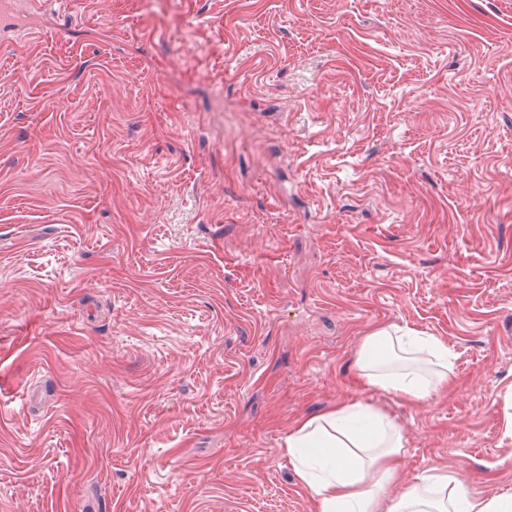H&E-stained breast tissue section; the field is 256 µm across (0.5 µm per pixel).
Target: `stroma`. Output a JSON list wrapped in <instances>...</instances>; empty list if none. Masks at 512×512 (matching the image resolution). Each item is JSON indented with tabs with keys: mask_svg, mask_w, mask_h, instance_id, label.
Listing matches in <instances>:
<instances>
[{
	"mask_svg": "<svg viewBox=\"0 0 512 512\" xmlns=\"http://www.w3.org/2000/svg\"><path fill=\"white\" fill-rule=\"evenodd\" d=\"M0 25V512H315L279 447L375 327L457 355L402 480L512 494V0H32Z\"/></svg>",
	"mask_w": 512,
	"mask_h": 512,
	"instance_id": "obj_1",
	"label": "stroma"
}]
</instances>
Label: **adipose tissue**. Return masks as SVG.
<instances>
[{"label": "adipose tissue", "mask_w": 512, "mask_h": 512, "mask_svg": "<svg viewBox=\"0 0 512 512\" xmlns=\"http://www.w3.org/2000/svg\"><path fill=\"white\" fill-rule=\"evenodd\" d=\"M456 359L444 340L411 328L377 327L363 336L353 369L376 402L348 400L299 418L281 444L316 512H512V496L471 493L441 470L400 485L408 439L387 404L422 403L451 390Z\"/></svg>", "instance_id": "adipose-tissue-1"}]
</instances>
